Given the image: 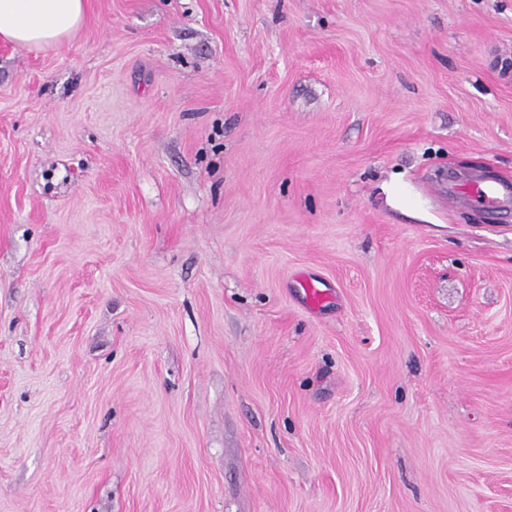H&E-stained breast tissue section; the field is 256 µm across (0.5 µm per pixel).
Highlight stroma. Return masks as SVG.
I'll return each mask as SVG.
<instances>
[{"label": "stroma", "mask_w": 512, "mask_h": 512, "mask_svg": "<svg viewBox=\"0 0 512 512\" xmlns=\"http://www.w3.org/2000/svg\"><path fill=\"white\" fill-rule=\"evenodd\" d=\"M485 169L512 0L0 41V512H512V211L448 199Z\"/></svg>", "instance_id": "stroma-1"}]
</instances>
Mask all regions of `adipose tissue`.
Returning a JSON list of instances; mask_svg holds the SVG:
<instances>
[{
  "mask_svg": "<svg viewBox=\"0 0 512 512\" xmlns=\"http://www.w3.org/2000/svg\"><path fill=\"white\" fill-rule=\"evenodd\" d=\"M87 10L88 0H0V40L53 47L82 25Z\"/></svg>",
  "mask_w": 512,
  "mask_h": 512,
  "instance_id": "ef3b65f1",
  "label": "adipose tissue"
}]
</instances>
